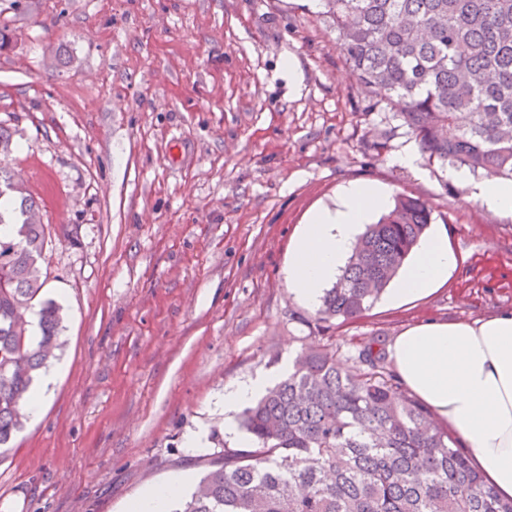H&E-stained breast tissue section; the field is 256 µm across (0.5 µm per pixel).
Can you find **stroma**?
Here are the masks:
<instances>
[{"mask_svg": "<svg viewBox=\"0 0 512 512\" xmlns=\"http://www.w3.org/2000/svg\"><path fill=\"white\" fill-rule=\"evenodd\" d=\"M320 9L0 0V126L42 206L41 296L63 307L64 343L40 419L0 457V512H130L146 487L195 479L201 454L247 448L225 390L279 381L308 347L512 311V215L447 166L390 164L418 144ZM352 182L420 197L459 263L427 297L385 293L322 329L288 283L290 248Z\"/></svg>", "mask_w": 512, "mask_h": 512, "instance_id": "obj_1", "label": "stroma"}]
</instances>
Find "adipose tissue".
I'll return each mask as SVG.
<instances>
[{"label": "adipose tissue", "instance_id": "ef3b65f1", "mask_svg": "<svg viewBox=\"0 0 512 512\" xmlns=\"http://www.w3.org/2000/svg\"><path fill=\"white\" fill-rule=\"evenodd\" d=\"M384 205L377 187L355 182L343 188L335 206L310 214L288 263L297 298L318 301L344 267L360 226ZM456 264L446 240L427 239L397 279L392 301L400 305L431 294ZM391 356L400 382L461 437L499 494L512 498V312L470 323L417 324L395 338Z\"/></svg>", "mask_w": 512, "mask_h": 512}]
</instances>
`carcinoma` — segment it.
Instances as JSON below:
<instances>
[{
	"label": "carcinoma",
	"mask_w": 512,
	"mask_h": 512,
	"mask_svg": "<svg viewBox=\"0 0 512 512\" xmlns=\"http://www.w3.org/2000/svg\"><path fill=\"white\" fill-rule=\"evenodd\" d=\"M321 16L356 80L397 116L430 162L512 180V0H321ZM0 165V447L60 348L61 306L38 299L45 247L40 204L10 189ZM432 214L401 193L359 237L315 324L363 315L380 298ZM36 311L40 334L14 322ZM246 449L225 448L180 512H512L432 412L410 396L384 348L307 349L242 413Z\"/></svg>",
	"instance_id": "1"
}]
</instances>
